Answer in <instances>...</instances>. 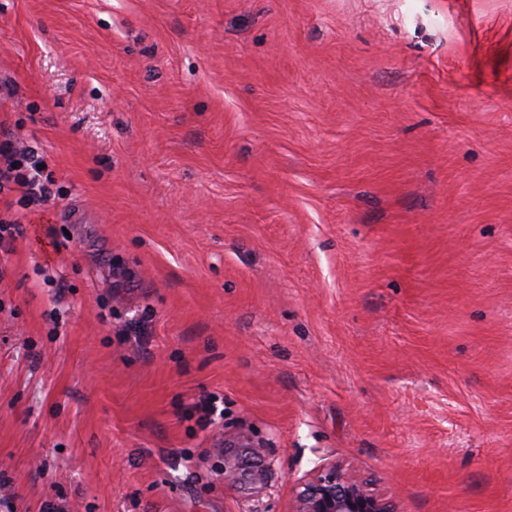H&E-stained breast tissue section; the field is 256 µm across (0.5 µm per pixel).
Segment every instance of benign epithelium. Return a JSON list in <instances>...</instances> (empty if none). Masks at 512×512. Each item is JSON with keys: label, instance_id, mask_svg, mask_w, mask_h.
Returning <instances> with one entry per match:
<instances>
[{"label": "benign epithelium", "instance_id": "obj_1", "mask_svg": "<svg viewBox=\"0 0 512 512\" xmlns=\"http://www.w3.org/2000/svg\"><path fill=\"white\" fill-rule=\"evenodd\" d=\"M295 502L294 512H399L392 499L334 462L296 483Z\"/></svg>", "mask_w": 512, "mask_h": 512}]
</instances>
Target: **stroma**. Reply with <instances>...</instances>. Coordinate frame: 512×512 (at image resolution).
Returning <instances> with one entry per match:
<instances>
[{"instance_id": "35a3bbf8", "label": "stroma", "mask_w": 512, "mask_h": 512, "mask_svg": "<svg viewBox=\"0 0 512 512\" xmlns=\"http://www.w3.org/2000/svg\"><path fill=\"white\" fill-rule=\"evenodd\" d=\"M1 80L0 512H512V0H0ZM34 144L0 122V194L17 192L23 207L60 199L45 156ZM294 512H400L392 499L335 462L318 464L295 486Z\"/></svg>"}]
</instances>
